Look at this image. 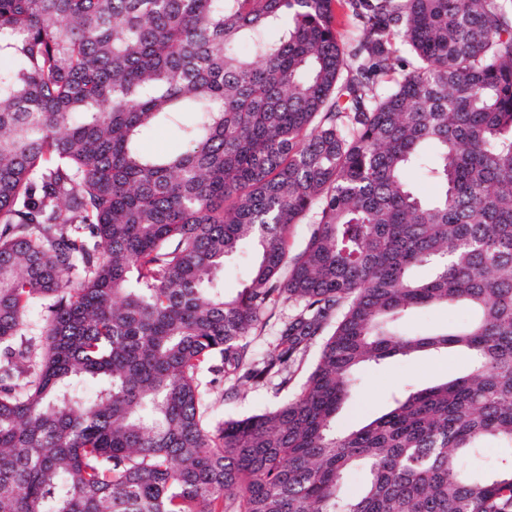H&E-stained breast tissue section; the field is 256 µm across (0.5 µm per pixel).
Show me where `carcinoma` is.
<instances>
[{"label": "carcinoma", "mask_w": 512, "mask_h": 512, "mask_svg": "<svg viewBox=\"0 0 512 512\" xmlns=\"http://www.w3.org/2000/svg\"><path fill=\"white\" fill-rule=\"evenodd\" d=\"M0 58V512H512V457L471 468L512 449V0H0ZM424 307L469 318L399 329ZM316 342L213 419L203 376L286 389ZM449 347L465 375L336 434L362 365ZM142 144L150 152H168L181 145L177 131L169 127L155 130L145 137ZM295 313V306L292 302H285L274 310L271 318L265 316L262 320L263 327L257 331L256 336H249L250 351L256 357H260L279 337V330L284 321H287ZM320 351V344L316 343L313 344L306 355L304 356L301 364L298 367V364H296L294 367H292L291 371L293 372V380L291 385L288 387V395H290L292 392L297 391L302 383L305 380V377L307 375V371L310 368V366L314 363L315 359L317 358ZM276 383L278 380L264 386H245L237 396L226 397L224 385L217 380L210 386V400L215 417H244L273 407L287 395L286 390L277 389ZM508 456H510V449L498 448V445L492 444L472 460V465L478 470L491 471Z\"/></svg>", "instance_id": "cac0c4a2"}]
</instances>
